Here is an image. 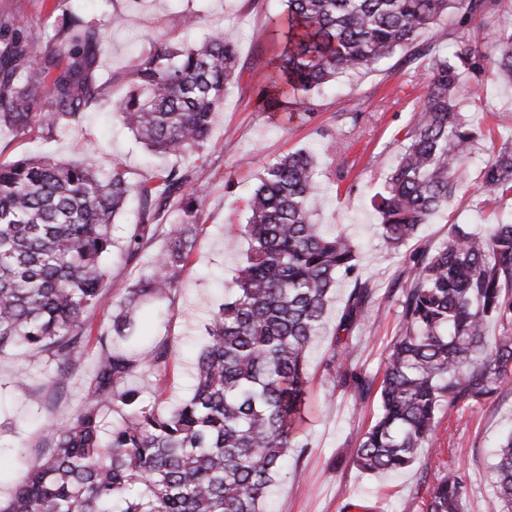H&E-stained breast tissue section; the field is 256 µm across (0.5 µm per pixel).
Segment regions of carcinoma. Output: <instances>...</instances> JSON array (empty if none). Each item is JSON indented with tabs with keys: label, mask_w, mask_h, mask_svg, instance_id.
I'll list each match as a JSON object with an SVG mask.
<instances>
[{
	"label": "carcinoma",
	"mask_w": 512,
	"mask_h": 512,
	"mask_svg": "<svg viewBox=\"0 0 512 512\" xmlns=\"http://www.w3.org/2000/svg\"><path fill=\"white\" fill-rule=\"evenodd\" d=\"M268 18L270 57L257 95L261 112L286 104L312 109L311 96L337 77L370 70L401 48L430 56L425 93L407 143L370 204L390 249L417 237L422 225L465 186L472 147L482 134L462 118L467 76L512 79V29L490 55L471 36L477 18H493L506 0H284ZM452 51H442L446 40ZM100 25L63 15L44 55L16 34L0 44V125L53 135L77 123L81 109L103 105L107 85L86 78L101 52ZM238 75L228 34L185 43L166 37L129 63V86L116 114L141 144L171 161L153 180L133 182L114 159L93 163L51 157L0 164V352L13 347L56 363L52 387L66 385L91 327L86 313L112 275V256L140 257L159 222L176 208L148 272L124 288L82 405L47 432L51 451L17 485L0 512H264L288 465L304 421L306 353L319 335L339 278L354 280L338 331L366 313L374 295L361 277L352 240L316 222L324 183L343 180L336 145L325 162L306 150L263 166L246 201V264L225 290L206 328L190 398L162 412L128 381L167 367L163 341L141 359L112 340L131 336L145 303L169 296L199 236L200 193L180 161L208 148L214 113ZM48 106L49 111L35 108ZM483 207L512 194V143L491 146L478 174ZM136 223L121 241L112 224L129 200ZM411 283L399 297L400 322L387 344L374 423L353 451L371 473L397 472L435 446L442 409L491 398L512 370V224L497 220L479 234L453 224L436 250L407 258ZM500 326L490 338L487 321ZM353 348L336 339L325 367L330 380L361 400L375 378L352 365ZM121 421L104 428L108 411ZM493 489L500 512H512V432L499 443ZM464 486L453 469L434 485L427 512H464Z\"/></svg>",
	"instance_id": "cac0c4a2"
}]
</instances>
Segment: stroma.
Instances as JSON below:
<instances>
[{
  "mask_svg": "<svg viewBox=\"0 0 512 512\" xmlns=\"http://www.w3.org/2000/svg\"><path fill=\"white\" fill-rule=\"evenodd\" d=\"M283 0H0V24L27 37L39 52L52 35L63 11L100 20L103 48L90 75L95 83L111 82V100L124 92L121 79L128 58L162 37L170 20L192 10L200 15L186 34L199 41L211 31L228 32L239 54L240 75L229 86L211 128L212 149L185 164L195 173L202 198L200 233L182 273V284L169 299L145 305L136 318L137 336L129 351L144 355L159 340L175 353L166 369L138 374L131 385L160 410L189 397L193 361L207 342L211 313L224 301L246 248L242 233L245 205L257 184L262 165L283 153L305 149L321 155L335 140L346 160L347 173L339 189H326L316 219L338 227L357 246V263L369 276L375 294L366 317L349 332L352 363L370 376L381 375L384 350L394 336L399 305L389 295L404 270L405 255L420 248H439L451 224H468L481 231L489 220L475 168H468L467 192L451 199L414 240L391 254L379 236V217L370 205L405 144V135L424 92L427 58L409 59L397 51L376 68L344 76L314 98L312 119L288 118L283 112H261L255 105L268 55L267 19L281 12ZM468 121L491 131L495 140L512 137V82L488 76L466 81ZM23 156H50L60 161L90 160L104 164L111 156L123 160L131 180L151 177L163 161L135 141L114 112L91 107L82 122L48 136L25 135L0 127V163ZM177 222L175 213L162 219L158 238L140 262L114 259L101 299L90 312L94 330L78 355L79 368L64 391L53 392L49 380L56 370L41 354L16 350L0 353V498L37 467L46 454L45 429L69 415L84 396V387L100 353L98 332L107 330L124 288L146 269L160 249L163 235ZM352 284L339 280L324 327L308 355V405L292 451L291 472L277 482L267 512H426L432 486L445 468L459 469L465 488L466 512H499L494 495L492 450L512 431V381L492 398L454 414H439L436 454H422L419 463L396 474H370L352 463V450L371 425L377 397L357 402L352 392L331 385L325 357L338 335Z\"/></svg>",
  "mask_w": 512,
  "mask_h": 512,
  "instance_id": "35a3bbf8",
  "label": "stroma"
}]
</instances>
